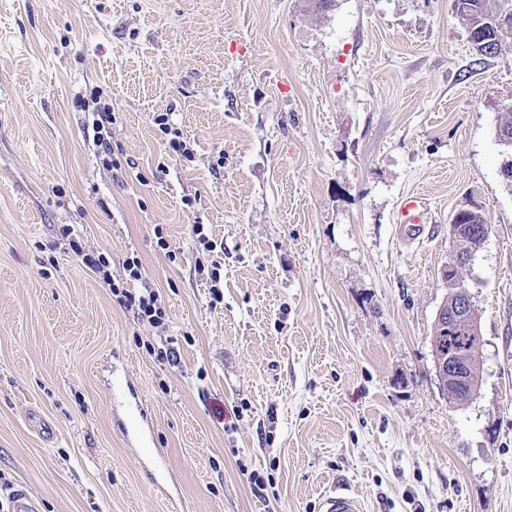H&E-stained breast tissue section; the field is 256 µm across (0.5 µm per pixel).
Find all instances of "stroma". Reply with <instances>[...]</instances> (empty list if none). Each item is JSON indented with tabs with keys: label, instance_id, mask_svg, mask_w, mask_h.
<instances>
[{
	"label": "stroma",
	"instance_id": "stroma-1",
	"mask_svg": "<svg viewBox=\"0 0 512 512\" xmlns=\"http://www.w3.org/2000/svg\"><path fill=\"white\" fill-rule=\"evenodd\" d=\"M472 59L453 0H0V506L320 512L341 480L366 512H512V42ZM472 207L493 226L470 264L484 373L456 406L430 338ZM195 224L224 244L217 305ZM65 225L113 273L138 255L164 327ZM140 400L162 489L119 427ZM101 109L102 112H98V116L100 118L95 122V128L97 130L96 132L100 134L97 136L98 146L103 149L102 152L105 154V158H103V164L106 167L117 168L120 166V162L117 159H109V157L111 158V149L109 142L106 141L104 135L102 134L104 129L109 130L108 127H105L104 123L107 125L113 124V121L115 120L114 116H112V106L110 104H103ZM497 139L499 144L505 148L510 156V159L506 160L501 167V176L503 181L509 185L512 190V113H510V118H506L499 126ZM427 211L428 205L422 197L413 194L408 195L403 199L400 206L401 222L416 227L424 222ZM73 229L68 226L62 229V236L69 239V246L77 259L91 272L99 276L105 284L112 288V293L117 296L118 303L126 310L132 311L134 318L142 324L158 328L165 325L166 312L161 305L160 294L154 288L146 284L142 288H129L134 282L141 281V261L138 256L127 257L122 263V275L120 281L126 286L116 284L112 275L110 259L97 250H86L73 236ZM124 277V278H123Z\"/></svg>",
	"mask_w": 512,
	"mask_h": 512
}]
</instances>
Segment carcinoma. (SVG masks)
Wrapping results in <instances>:
<instances>
[{
  "mask_svg": "<svg viewBox=\"0 0 512 512\" xmlns=\"http://www.w3.org/2000/svg\"><path fill=\"white\" fill-rule=\"evenodd\" d=\"M454 9L472 32L469 42L476 53L472 65L484 63L485 59L495 56L503 44L512 41V0H454ZM497 139L510 156L501 167V176L512 188V117L501 123ZM452 223L461 226L460 236L452 239L453 253L463 260L475 256L482 239L489 234L485 216L479 211L461 209L454 214ZM467 336L469 328L464 322L454 331H444L436 323L431 345L459 355Z\"/></svg>",
  "mask_w": 512,
  "mask_h": 512,
  "instance_id": "cac0c4a2",
  "label": "carcinoma"
}]
</instances>
